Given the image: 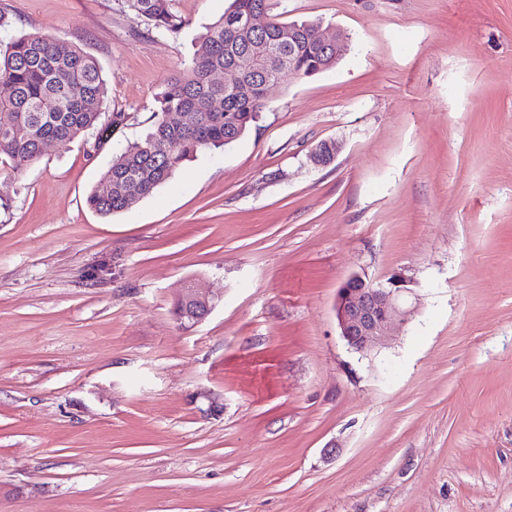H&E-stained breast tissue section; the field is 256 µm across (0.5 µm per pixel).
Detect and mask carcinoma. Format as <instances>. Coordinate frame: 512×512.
I'll return each mask as SVG.
<instances>
[{
    "instance_id": "1",
    "label": "carcinoma",
    "mask_w": 512,
    "mask_h": 512,
    "mask_svg": "<svg viewBox=\"0 0 512 512\" xmlns=\"http://www.w3.org/2000/svg\"><path fill=\"white\" fill-rule=\"evenodd\" d=\"M122 4L133 19L164 36L176 37L186 25L172 0ZM260 9H269L268 0H231L224 14L205 27L188 66L157 96L145 137L112 154L87 197L91 209L103 216L128 210L197 153L237 141L261 118L265 83L280 80L288 65L296 76L311 77L336 63L316 23H288L275 16L263 30H245L248 15ZM290 26L294 40H280ZM224 69L230 83L214 82L211 73ZM236 83L253 85L254 95L238 97L232 90ZM107 97L95 57L77 46L61 54L51 39L17 31L13 17L0 10V158H5L0 173L20 174L41 156L46 140L66 146L97 128ZM171 112L183 113L181 125L167 121Z\"/></svg>"
}]
</instances>
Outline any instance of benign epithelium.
Wrapping results in <instances>:
<instances>
[{
	"mask_svg": "<svg viewBox=\"0 0 512 512\" xmlns=\"http://www.w3.org/2000/svg\"><path fill=\"white\" fill-rule=\"evenodd\" d=\"M404 291V280L400 277L382 284L355 274L343 283L336 301V319L350 350L362 354L370 351L376 341L386 336L396 317L407 316L401 300ZM211 309L209 301L188 288L178 302L177 318L183 325H197Z\"/></svg>",
	"mask_w": 512,
	"mask_h": 512,
	"instance_id": "benign-epithelium-1",
	"label": "benign epithelium"
}]
</instances>
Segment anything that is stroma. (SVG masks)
Wrapping results in <instances>:
<instances>
[{"instance_id":"stroma-1","label":"stroma","mask_w":512,"mask_h":512,"mask_svg":"<svg viewBox=\"0 0 512 512\" xmlns=\"http://www.w3.org/2000/svg\"><path fill=\"white\" fill-rule=\"evenodd\" d=\"M229 4L173 0L172 38L120 0H0L109 87L102 129L0 176V512H512V0H270L343 33L336 65L93 212ZM354 274L407 280L365 357L336 322ZM211 309L208 300L195 294L193 288H188L178 302L176 314L180 324L197 325L208 316Z\"/></svg>"}]
</instances>
